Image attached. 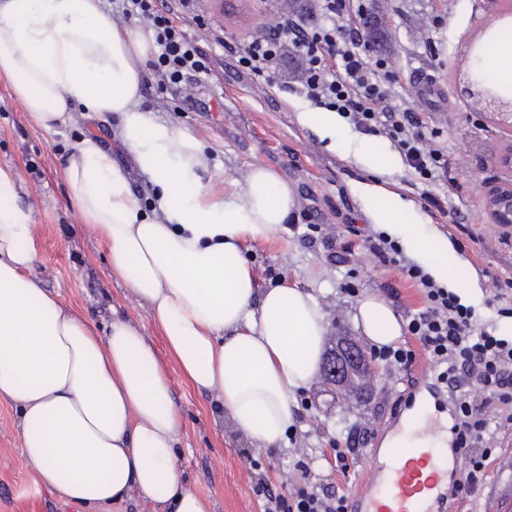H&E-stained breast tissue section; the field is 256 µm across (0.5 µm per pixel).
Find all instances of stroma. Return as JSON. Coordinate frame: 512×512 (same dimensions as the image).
I'll return each instance as SVG.
<instances>
[{
  "instance_id": "obj_1",
  "label": "stroma",
  "mask_w": 512,
  "mask_h": 512,
  "mask_svg": "<svg viewBox=\"0 0 512 512\" xmlns=\"http://www.w3.org/2000/svg\"><path fill=\"white\" fill-rule=\"evenodd\" d=\"M276 0H199V9L224 44L199 36L193 21L184 30L196 37L210 60V74L197 79L194 99L178 93H157L153 76H146L141 106L153 121L189 129L202 143V179L221 175L244 180L254 166L276 170L295 185L299 205L287 224L267 239L248 243L244 257L259 287L297 281L318 299L327 313L328 336L362 341L353 321L359 297L375 294L400 316L421 308L420 290L399 270L377 267L354 227L370 222L353 193L354 184L373 179L364 164L361 143L375 144L395 160L382 183L411 201L415 217L398 247L406 260L414 258V239L430 230L447 237L468 260L465 272L449 269L460 282L477 279L479 294L462 293L475 308L479 324L512 336V314L499 315L491 304L494 281L512 282V224L494 223L487 195L512 180V169L500 164L512 151V128L483 111L469 90H481L468 63L495 46L502 33L512 32V0H390L382 15L377 49L409 83L419 72L433 75L446 94L443 111L431 113L430 128L448 155L447 184L429 185L405 165L395 145L385 137L359 131L340 118L336 139L330 140L303 124L301 113L310 102L286 88L269 87L238 64L226 43L256 34L270 17ZM111 116L109 125H117ZM94 114L75 113L72 120L44 129L27 113L9 82L0 79V167L10 169L16 202L31 217L37 260L31 271L60 301L106 326L113 315H125L157 350L167 369L173 400L183 417L175 446L176 461L186 485L208 503V512H261L254 491L256 473H263L277 490L292 488L296 449H304L314 482L329 488L356 487L371 465L374 449L386 447V434L406 377L384 368L378 380L347 396L328 394L320 380L296 396L294 423L277 448H252L233 430L216 394L194 389L169 354L149 306L139 301L121 277L111 272L108 254L71 202L65 159L84 135L100 129ZM447 195L449 209L460 215L451 222L425 205V192ZM334 225L335 247L321 241L324 225ZM345 420L353 461L347 472L336 471L333 456L336 422ZM20 412L0 400V512H75L46 485L23 457ZM512 479V428L499 432L487 477L472 493L456 497L459 512H492L495 488Z\"/></svg>"
}]
</instances>
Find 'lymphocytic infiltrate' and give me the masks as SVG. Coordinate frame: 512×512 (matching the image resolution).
I'll return each mask as SVG.
<instances>
[{"mask_svg": "<svg viewBox=\"0 0 512 512\" xmlns=\"http://www.w3.org/2000/svg\"><path fill=\"white\" fill-rule=\"evenodd\" d=\"M118 11L154 31L157 51L150 62L159 90L191 96L185 75L209 73V59L182 28L196 15L197 0H117ZM380 0H312L310 16L297 14L289 0L254 36L230 44L229 52L251 75L271 80L284 57L298 59L301 75L295 93L347 115L361 131L396 143L405 164L421 180H446L448 161L422 118V106L397 98V76L375 52L358 22L375 19ZM380 266L397 267L413 281L424 300L407 317L406 333L415 339L447 391L455 417L454 450L464 458L453 494L470 493L485 476L494 440L493 424L512 425V413L495 417L498 406H512V338L477 325L471 307L422 270L404 264L398 246L380 236L365 240ZM264 512H347L348 496L303 481L286 496L257 480Z\"/></svg>", "mask_w": 512, "mask_h": 512, "instance_id": "lymphocytic-infiltrate-1", "label": "lymphocytic infiltrate"}]
</instances>
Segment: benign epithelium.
Returning a JSON list of instances; mask_svg holds the SVG:
<instances>
[{
	"label": "benign epithelium",
	"instance_id": "7a95c632",
	"mask_svg": "<svg viewBox=\"0 0 512 512\" xmlns=\"http://www.w3.org/2000/svg\"><path fill=\"white\" fill-rule=\"evenodd\" d=\"M484 110L498 114L502 121L512 126V100H505L493 93L481 98ZM487 205L494 221L512 224V183L494 188L488 195ZM321 377L327 391L333 395L356 382H363L376 375L374 360L361 345L352 339L340 336L336 344L323 358Z\"/></svg>",
	"mask_w": 512,
	"mask_h": 512
}]
</instances>
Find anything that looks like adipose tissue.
Returning a JSON list of instances; mask_svg holds the SVG:
<instances>
[{
	"label": "adipose tissue",
	"instance_id": "ef3b65f1",
	"mask_svg": "<svg viewBox=\"0 0 512 512\" xmlns=\"http://www.w3.org/2000/svg\"><path fill=\"white\" fill-rule=\"evenodd\" d=\"M152 45L149 32L114 24L102 0H0V76L41 127L77 108L120 117L114 136L130 164L88 134L64 168L112 271L149 305L185 379L216 392L254 448L271 449L319 369L327 317L297 284L259 290L242 250L287 222L297 192L267 167L229 187L202 182L198 138L138 105L139 63ZM134 170L148 178L152 211L132 187ZM357 192L372 223L404 235L412 211L397 192L379 183ZM14 194L0 168V399L20 411L27 462L78 512H121L134 493L166 512H207L172 454L182 420L156 350L123 319L99 331L31 276L30 217ZM451 250L426 232L414 254L444 284ZM354 319L377 346L402 334L373 294L358 300Z\"/></svg>",
	"mask_w": 512,
	"mask_h": 512
}]
</instances>
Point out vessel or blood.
I'll return each mask as SVG.
<instances>
[{
  "instance_id": "vessel-or-blood-1",
  "label": "vessel or blood",
  "mask_w": 512,
  "mask_h": 512,
  "mask_svg": "<svg viewBox=\"0 0 512 512\" xmlns=\"http://www.w3.org/2000/svg\"><path fill=\"white\" fill-rule=\"evenodd\" d=\"M412 83L422 105L439 107L443 91L427 73L414 75ZM448 463L437 453L428 435L411 432L392 448L373 455L369 474L362 480L350 512H447Z\"/></svg>"
}]
</instances>
